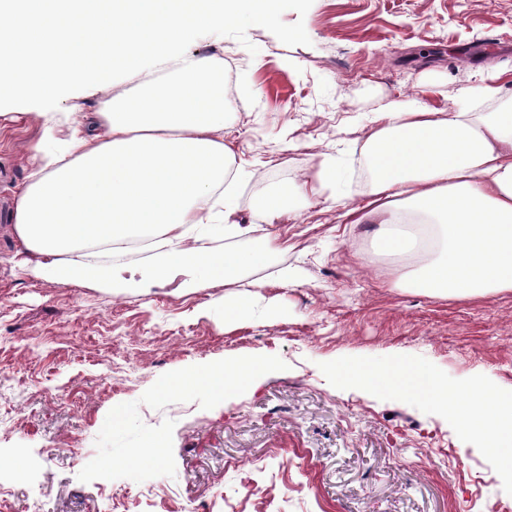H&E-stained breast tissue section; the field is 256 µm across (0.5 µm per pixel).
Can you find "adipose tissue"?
Segmentation results:
<instances>
[{
	"instance_id": "adipose-tissue-1",
	"label": "adipose tissue",
	"mask_w": 512,
	"mask_h": 512,
	"mask_svg": "<svg viewBox=\"0 0 512 512\" xmlns=\"http://www.w3.org/2000/svg\"><path fill=\"white\" fill-rule=\"evenodd\" d=\"M270 0H0V94L49 101L75 83L93 86L123 72L135 92L99 101L92 127L72 123L60 151L44 156L22 188L14 231L62 284L108 282L110 264L87 244L110 245L155 229L156 277L183 267L234 283L264 265L269 247L217 250L206 238L248 234L235 184L242 171L224 140V52L185 51L204 29ZM171 70L156 83L147 65ZM372 170L347 223L378 226L386 255L417 261L394 287L431 297L512 291V107L449 111L419 98L384 103L366 138ZM336 165L323 158L307 180L257 197L254 213L273 224L291 217L288 200L323 194ZM257 359L232 360L176 379L216 397L249 387L265 372Z\"/></svg>"
}]
</instances>
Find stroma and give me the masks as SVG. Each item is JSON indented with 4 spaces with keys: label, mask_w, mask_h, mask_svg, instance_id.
Listing matches in <instances>:
<instances>
[{
    "label": "stroma",
    "mask_w": 512,
    "mask_h": 512,
    "mask_svg": "<svg viewBox=\"0 0 512 512\" xmlns=\"http://www.w3.org/2000/svg\"><path fill=\"white\" fill-rule=\"evenodd\" d=\"M224 50L234 96L225 121L238 162L245 251L276 236L269 262L237 284L182 269L157 279L151 256L109 282L64 285L13 232L17 192L39 165L41 113L90 120L124 74L54 100L0 99V512H490L512 508L499 475L440 416L333 387L320 363L421 356L448 375L512 389V291L432 298L392 287L395 258L367 224L345 223L368 191L364 119L417 95L494 112L491 75L512 70V0H276L200 32L189 51ZM337 158L332 192L270 225L252 202ZM300 283L279 281L281 268ZM257 290L249 319L224 298ZM262 358L251 388L216 398L167 382L224 360ZM161 437L163 452L141 451ZM252 483L251 496L242 493Z\"/></svg>",
    "instance_id": "1"
}]
</instances>
